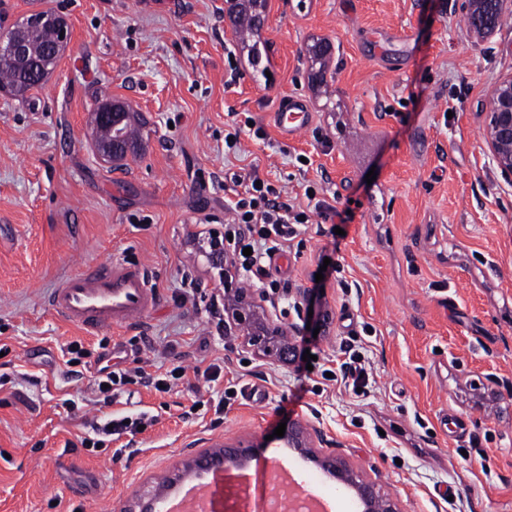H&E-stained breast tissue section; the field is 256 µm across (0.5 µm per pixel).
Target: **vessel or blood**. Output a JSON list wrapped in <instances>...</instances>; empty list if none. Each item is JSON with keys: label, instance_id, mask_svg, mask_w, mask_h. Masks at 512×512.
Wrapping results in <instances>:
<instances>
[{"label": "vessel or blood", "instance_id": "b4317fda", "mask_svg": "<svg viewBox=\"0 0 512 512\" xmlns=\"http://www.w3.org/2000/svg\"><path fill=\"white\" fill-rule=\"evenodd\" d=\"M273 117L281 135L291 140L304 135L313 122V114L300 96L278 104ZM159 301L160 295L145 272L119 260L85 266L47 297V305L56 315L95 332L141 320Z\"/></svg>", "mask_w": 512, "mask_h": 512}]
</instances>
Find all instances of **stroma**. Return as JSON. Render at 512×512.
I'll use <instances>...</instances> for the list:
<instances>
[{
    "label": "stroma",
    "mask_w": 512,
    "mask_h": 512,
    "mask_svg": "<svg viewBox=\"0 0 512 512\" xmlns=\"http://www.w3.org/2000/svg\"><path fill=\"white\" fill-rule=\"evenodd\" d=\"M226 9L0 0L1 26L51 10L70 30L26 101L0 92V512H121L190 458L245 440L252 470L276 465L331 512H360L352 490L274 438L283 422L320 430L323 452L376 479L399 512H512V183L485 141L490 93L512 76V14L480 38L466 0H267L261 77ZM317 40L332 45L321 87ZM291 95L313 124L289 141L272 114ZM105 98L144 122L141 156L119 169L95 151ZM248 116L256 132L225 152V130ZM249 175L301 205L313 186L336 210L312 214L270 268L315 312L316 343L295 337L286 360L217 331L208 307L224 294L223 260L191 238L223 232ZM115 259L163 295L144 323L92 334L44 303ZM76 340L85 355L71 369L63 350ZM104 340L113 368L186 375L167 393L121 386L99 407L90 380ZM212 364L217 381L195 376ZM68 400L154 422L68 451L83 431Z\"/></svg>",
    "instance_id": "1"
}]
</instances>
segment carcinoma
Listing matches in <instances>:
<instances>
[{
  "label": "carcinoma",
  "mask_w": 512,
  "mask_h": 512,
  "mask_svg": "<svg viewBox=\"0 0 512 512\" xmlns=\"http://www.w3.org/2000/svg\"><path fill=\"white\" fill-rule=\"evenodd\" d=\"M265 8L266 0H242L235 5L234 23L239 28L242 38H249L253 31L260 28ZM10 33L24 44L27 53L17 58L0 59V90L9 92L12 97L23 98L51 73V62L47 60V52L54 49L58 43V33L53 23L32 26L24 22L12 26ZM330 50V43L325 41L316 42L308 49L312 65L318 66V70L311 74V78L318 83L323 82L322 73ZM249 54L253 70L263 77L266 76V55L259 42L256 41L249 46ZM117 139L129 147L130 154L139 153L142 148V133L135 113H127V118L118 128L99 132L97 144L104 152V156L110 157L113 162L122 161L127 157L123 150L112 155L107 153V148Z\"/></svg>",
  "instance_id": "carcinoma-1"
}]
</instances>
